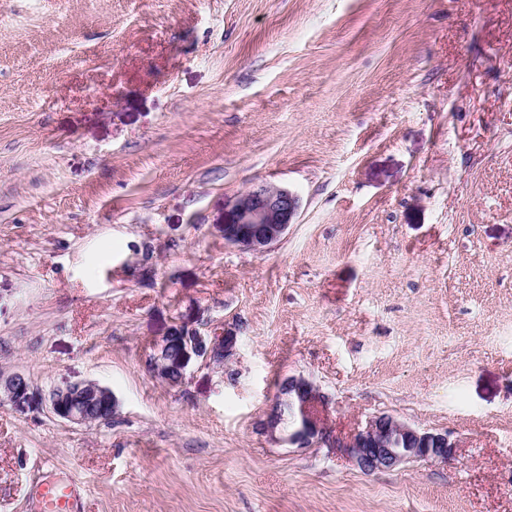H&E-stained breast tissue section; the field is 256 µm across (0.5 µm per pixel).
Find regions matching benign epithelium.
<instances>
[{"label": "benign epithelium", "mask_w": 512, "mask_h": 512, "mask_svg": "<svg viewBox=\"0 0 512 512\" xmlns=\"http://www.w3.org/2000/svg\"><path fill=\"white\" fill-rule=\"evenodd\" d=\"M299 209V199L286 188L257 185L240 199L236 221L224 225V240L254 253H263L281 240ZM236 337L224 331L204 336L196 331L182 332L179 351L168 350L170 337L157 344L149 367L153 375L171 387L184 383L189 364L200 359L213 365H222L233 352ZM29 383L24 375L0 374V399L17 403L26 399ZM52 413L71 424L93 423L91 413H114L118 401L112 390L97 382L57 388L49 395ZM309 382L288 379V406L299 421V426L288 434V442L307 445L317 439L329 441L321 426L319 404ZM348 449L357 467L370 474L378 470L395 469L420 459L446 461L456 448L446 432L420 430L398 421L385 413L372 416L366 426L355 431L341 443Z\"/></svg>", "instance_id": "obj_1"}]
</instances>
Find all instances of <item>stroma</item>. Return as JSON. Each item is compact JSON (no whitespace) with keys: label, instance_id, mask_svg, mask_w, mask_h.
Returning a JSON list of instances; mask_svg holds the SVG:
<instances>
[{"label":"stroma","instance_id":"35a3bbf8","mask_svg":"<svg viewBox=\"0 0 512 512\" xmlns=\"http://www.w3.org/2000/svg\"><path fill=\"white\" fill-rule=\"evenodd\" d=\"M177 327L237 343L172 388ZM0 372V512H512V0H0ZM291 377L329 443L267 432ZM89 380L115 416L55 418ZM379 413L452 456L364 474ZM298 209L299 199L290 190L257 185L240 199L235 223L224 227V240L264 253L294 224ZM29 390V383L25 376L20 373H13L8 376L0 374V399L17 403L26 399ZM52 413L71 424L93 423L92 412L114 413L118 401L112 390L97 381L57 388L49 395ZM41 498V512H77L75 490L71 485H49L43 489Z\"/></svg>","mask_w":512,"mask_h":512}]
</instances>
